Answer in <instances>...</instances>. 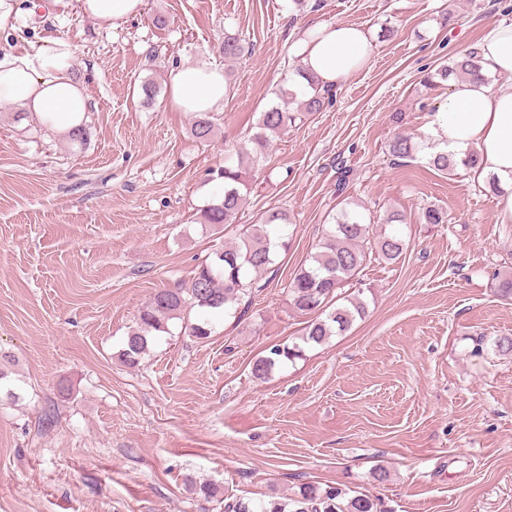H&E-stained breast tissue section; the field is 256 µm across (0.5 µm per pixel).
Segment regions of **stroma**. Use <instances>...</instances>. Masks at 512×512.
Instances as JSON below:
<instances>
[{
	"label": "stroma",
	"mask_w": 512,
	"mask_h": 512,
	"mask_svg": "<svg viewBox=\"0 0 512 512\" xmlns=\"http://www.w3.org/2000/svg\"><path fill=\"white\" fill-rule=\"evenodd\" d=\"M317 2L146 0L115 27L78 0H17L0 52L72 43L89 110L80 147L0 107V354L14 357L22 394L0 402V512H224L225 495L288 496L307 482L364 491L383 512H512V354L495 349L512 336V301L493 288L494 273L512 274V224L498 223L499 197L473 170L448 176L427 151L400 165L387 152L447 97V84L423 87L426 74L512 22V0ZM322 22L370 32L371 60L273 141L238 216L285 210L290 249L246 316L211 317L203 341L170 321L126 365L152 294L234 243V227L195 221L222 192L212 171L276 103L301 64L294 42ZM228 32L248 47L234 61L215 50ZM182 64L221 65L229 84L205 143L166 94L150 107L132 94L147 79L163 89ZM344 197L374 220L400 211L407 249L393 263L371 256L345 286L367 303L349 332L256 379L266 347L301 334L287 288ZM431 204L447 223H422ZM203 482L217 495L197 494Z\"/></svg>",
	"instance_id": "stroma-1"
}]
</instances>
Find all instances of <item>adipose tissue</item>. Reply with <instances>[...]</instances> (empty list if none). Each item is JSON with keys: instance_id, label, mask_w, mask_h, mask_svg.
Masks as SVG:
<instances>
[{"instance_id": "obj_1", "label": "adipose tissue", "mask_w": 512, "mask_h": 512, "mask_svg": "<svg viewBox=\"0 0 512 512\" xmlns=\"http://www.w3.org/2000/svg\"><path fill=\"white\" fill-rule=\"evenodd\" d=\"M366 31L344 23H324L303 32L295 44L307 71L322 86L352 76L371 59ZM483 75L453 82L447 98L430 116V141L455 153L478 151L479 173L495 177L503 189L498 221L512 223V93L497 90L492 77L512 80V23L490 30L480 46ZM72 44L30 47L0 53V104L34 114L60 134L81 126L88 110L84 86L70 71ZM224 70L217 65L174 67L168 74L170 108L177 112H219L224 108Z\"/></svg>"}]
</instances>
